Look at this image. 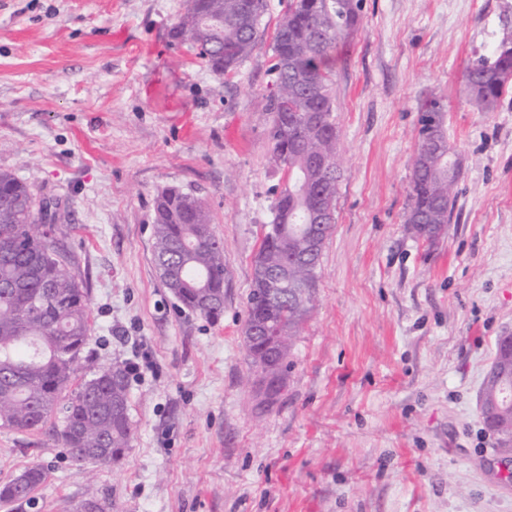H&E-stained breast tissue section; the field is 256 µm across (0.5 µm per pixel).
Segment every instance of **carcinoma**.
Segmentation results:
<instances>
[{
	"label": "carcinoma",
	"mask_w": 512,
	"mask_h": 512,
	"mask_svg": "<svg viewBox=\"0 0 512 512\" xmlns=\"http://www.w3.org/2000/svg\"><path fill=\"white\" fill-rule=\"evenodd\" d=\"M361 8V0H289L272 40L270 139L286 181L277 191L273 218L255 258L245 322L247 328H273L261 344L284 348L273 360L259 347H249L270 396L283 386L288 352L312 308L319 260L336 220L340 169L329 61L338 39L358 28ZM266 11L267 0H184L174 37L223 76L252 53L264 33ZM225 46L235 48L227 59ZM467 72L470 100L490 112L512 80V55L480 57ZM282 95L291 105L288 118L279 112ZM427 115L432 128L446 130L443 104L425 102L405 223L433 238L452 221L456 198L448 178H458L459 163L447 142L440 153L427 154ZM53 221L26 182L0 169V428L37 432L50 418H59V438L82 470L95 463L87 448H108L117 462L131 447L128 372L119 363L101 366L68 390L89 359L90 307L87 290L73 272L75 258L59 240L37 229ZM154 239L156 268L173 279L166 288L181 307L219 319L224 313V241L202 199L177 188L164 190L156 199ZM277 271L288 274V297L255 303L279 287ZM483 397L501 402L494 434L511 444L512 382L488 378ZM20 478L0 484V502L29 498L46 481L47 469L31 465Z\"/></svg>",
	"instance_id": "cac0c4a2"
}]
</instances>
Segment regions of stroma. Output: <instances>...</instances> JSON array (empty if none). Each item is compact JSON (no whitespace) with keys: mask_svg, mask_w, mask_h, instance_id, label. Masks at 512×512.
Here are the masks:
<instances>
[{"mask_svg":"<svg viewBox=\"0 0 512 512\" xmlns=\"http://www.w3.org/2000/svg\"><path fill=\"white\" fill-rule=\"evenodd\" d=\"M214 75L171 37L183 0H0V169L58 206L90 298L82 374L139 362L131 448L78 474L43 431L0 430V482L48 478L0 512H512L480 403L512 334V82L483 112L467 67L512 0H362L333 60L341 178L314 308L266 398L244 341L254 260L284 172L272 158L271 45ZM462 165L435 240L405 222L422 104ZM202 197L224 241V314L182 309L155 268L158 194Z\"/></svg>","mask_w":512,"mask_h":512,"instance_id":"obj_1","label":"stroma"}]
</instances>
